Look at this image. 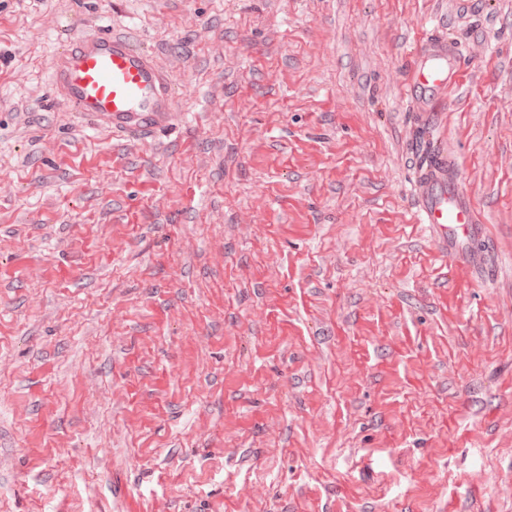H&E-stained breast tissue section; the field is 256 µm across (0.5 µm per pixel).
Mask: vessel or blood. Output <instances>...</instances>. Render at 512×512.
I'll list each match as a JSON object with an SVG mask.
<instances>
[{"label": "vessel or blood", "mask_w": 512, "mask_h": 512, "mask_svg": "<svg viewBox=\"0 0 512 512\" xmlns=\"http://www.w3.org/2000/svg\"><path fill=\"white\" fill-rule=\"evenodd\" d=\"M406 95L420 114V148L412 154L416 220L432 225L448 246V261L466 265L468 243L486 235L472 197L462 188L456 159L434 136L432 102L462 86L467 69L457 47L434 34L414 47ZM53 77L65 102L112 131L151 132L170 124L175 91L152 55L127 34L104 30L66 44Z\"/></svg>", "instance_id": "b4317fda"}]
</instances>
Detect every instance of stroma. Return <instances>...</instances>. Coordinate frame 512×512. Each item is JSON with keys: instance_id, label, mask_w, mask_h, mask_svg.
<instances>
[{"instance_id": "stroma-1", "label": "stroma", "mask_w": 512, "mask_h": 512, "mask_svg": "<svg viewBox=\"0 0 512 512\" xmlns=\"http://www.w3.org/2000/svg\"><path fill=\"white\" fill-rule=\"evenodd\" d=\"M5 2L0 512H512V0ZM107 28L168 127L62 101ZM432 32L485 273L411 219Z\"/></svg>"}]
</instances>
